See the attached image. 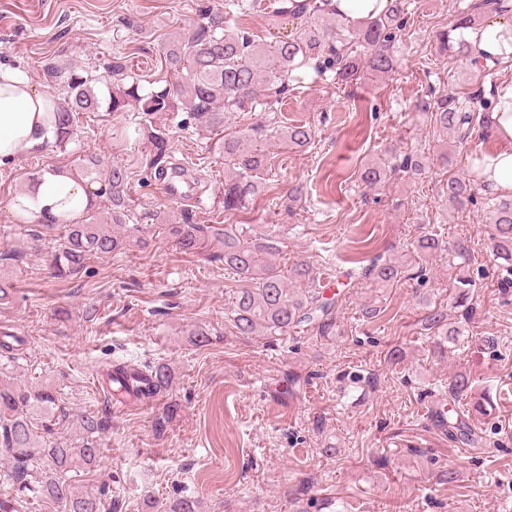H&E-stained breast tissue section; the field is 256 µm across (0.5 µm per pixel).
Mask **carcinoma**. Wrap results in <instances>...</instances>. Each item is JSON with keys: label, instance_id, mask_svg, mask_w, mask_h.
Returning a JSON list of instances; mask_svg holds the SVG:
<instances>
[{"label": "carcinoma", "instance_id": "1", "mask_svg": "<svg viewBox=\"0 0 512 512\" xmlns=\"http://www.w3.org/2000/svg\"><path fill=\"white\" fill-rule=\"evenodd\" d=\"M255 7L244 0H224V8L208 5L200 10L202 21L187 34L180 35L165 47V64L172 78L153 80L147 89L141 76L134 75L127 83L108 89L101 97L94 90L93 79L86 70L47 59L42 74L51 87L62 88V95L50 96L56 119L54 143L64 148L78 136L79 115L86 112H124L133 106L140 112L142 129L154 150V161L168 155L165 126L158 117L175 112H189L204 127L224 129L226 116L234 112H269L294 91L292 74L305 67L321 79L325 73H335L336 80L348 83L358 73L368 70L375 75L393 72L396 62L398 33L406 26L402 0H391L381 16L367 19L354 26L336 22L317 0H274L269 17L277 25L288 18H307V25L297 35L277 41L270 49L260 44L247 29L230 25L245 7ZM473 74L465 78L470 107L457 106L450 96L437 104L432 113L434 132L450 136L462 144L474 130H491L492 101L484 96L483 83L494 68L471 65ZM285 139L294 149L305 147L311 139V129L303 124L287 128ZM245 136L224 138L221 147L230 171L224 173V212L231 214L246 207L262 185L259 174L265 170L268 157L247 144ZM397 167L411 176L422 174L427 161L420 153L406 154ZM74 175L85 185H99L88 193L83 213L75 220L63 223L64 234L58 241L52 264L56 275L63 277L81 270L93 255L110 254L129 245L127 238L112 229L131 221V205L127 191V169L118 164H106L96 156L81 159ZM388 176L386 166L370 163L361 172L366 189L383 183ZM475 180L448 170L443 194L448 208L462 210L473 201ZM109 201L108 219L96 198ZM486 223L494 226L492 234L495 256L505 262L506 272L512 273V200L489 198ZM167 235L179 249L190 252L200 248L206 229L186 220L181 224L165 225ZM212 237L224 247V267L237 277L233 290L229 318L230 331L236 336L261 334L274 341L290 329L307 328L326 339L336 335V313L344 290L325 296L320 277L312 265L298 260L283 269L271 257L281 253V241L275 237H256L226 224L216 228ZM439 248L432 235L417 240L413 253L422 264ZM448 277L455 293L466 298L475 287L468 274V249L459 243ZM410 263L394 256L384 261L373 258L365 275L382 288L401 281ZM426 329L437 336V345L460 335L459 328L448 319V312L434 307L424 318ZM108 374L115 385L124 386V395L150 396L168 387L171 371L160 363L147 373L129 363L113 364ZM56 406L51 387L43 384L13 387L0 385V451L9 461L4 479L17 491L19 509L47 500L62 512H103V497L108 490L96 493L78 491L74 482L77 471H91L98 466V438L111 425L110 418L98 412H84L73 419L80 440L77 448L51 446L35 432L34 416L50 412ZM448 437L457 439L466 434L459 414L445 405L432 410Z\"/></svg>", "mask_w": 512, "mask_h": 512}]
</instances>
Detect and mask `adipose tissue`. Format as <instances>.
I'll use <instances>...</instances> for the list:
<instances>
[{"label":"adipose tissue","instance_id":"adipose-tissue-1","mask_svg":"<svg viewBox=\"0 0 512 512\" xmlns=\"http://www.w3.org/2000/svg\"><path fill=\"white\" fill-rule=\"evenodd\" d=\"M459 39L470 47L476 62L498 60L512 64V17L493 16L482 24L459 28ZM492 129L499 141L484 156L475 172L482 189L491 195L512 198V82L500 84L494 94ZM48 96L8 63H0V166L40 150L55 138ZM88 199L82 181L70 171L46 172L34 189L16 194L12 210L30 223L59 222L75 218Z\"/></svg>","mask_w":512,"mask_h":512}]
</instances>
